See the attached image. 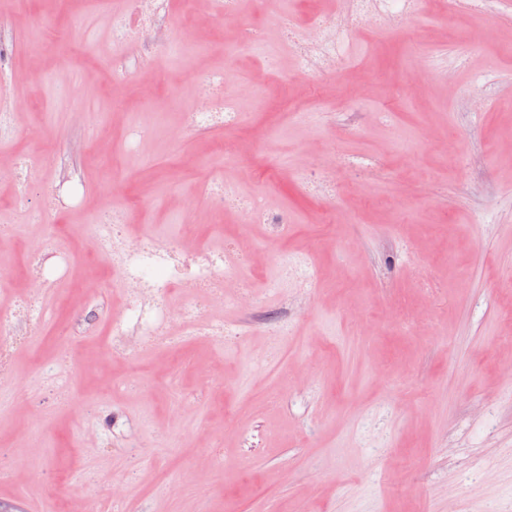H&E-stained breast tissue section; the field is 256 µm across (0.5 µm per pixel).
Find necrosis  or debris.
Wrapping results in <instances>:
<instances>
[{
	"instance_id": "necrosis-or-debris-1",
	"label": "necrosis or debris",
	"mask_w": 512,
	"mask_h": 512,
	"mask_svg": "<svg viewBox=\"0 0 512 512\" xmlns=\"http://www.w3.org/2000/svg\"><path fill=\"white\" fill-rule=\"evenodd\" d=\"M183 24L179 35H171L163 19L170 0H123L110 12L108 55L121 60L129 49L152 57L180 54L184 43L194 40V0H180ZM349 12L331 10L313 14L305 27H297L288 0H254L258 14L276 10L280 15L283 43L291 48L300 72L334 76L336 64L347 55L349 34L369 18L400 25L415 8L417 0H351ZM235 73L217 68L197 80L200 102L184 118L185 127L198 130H235L244 126L247 115L241 111V98L256 97L251 87L235 85ZM27 76L13 62L11 44L0 39V140L12 139L18 104L15 87L27 83ZM235 85V95L225 94ZM218 212H234L246 224H265L280 237L287 236L294 218L288 210L270 211L253 197L238 194L225 183L223 175L212 177L205 189ZM126 216L108 214L96 221L98 250L108 255L107 278L120 292L117 308L108 320H101L97 309L82 308L72 321L74 333L98 332V341L87 346L82 369L88 373L108 371L117 354L154 351L189 357L201 341L219 345L237 344L242 332L237 325L224 323L213 314L216 303L235 309L254 306L259 290L284 288L289 276L298 274L302 261L284 255L282 274L273 279L266 264L256 259L258 246L247 236L225 239L220 250L188 246L194 233L187 210L176 213L171 228L164 233H130ZM60 229L48 232L27 248L24 287L12 313L0 318V373L14 369L17 351L29 347L40 327V303L50 281L65 279L71 284L67 297L85 295L92 281L89 272L73 273L71 257L59 244ZM248 266L250 275L239 272Z\"/></svg>"
}]
</instances>
